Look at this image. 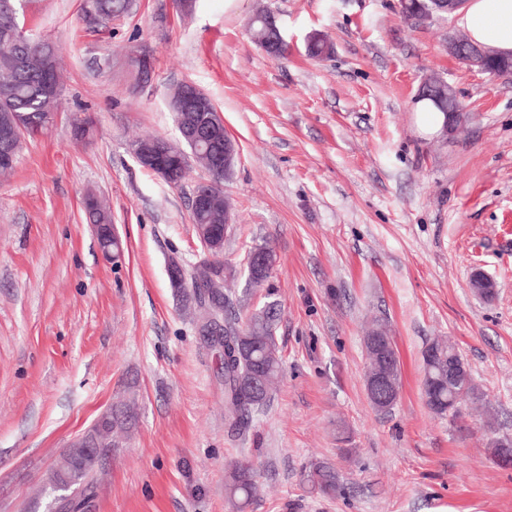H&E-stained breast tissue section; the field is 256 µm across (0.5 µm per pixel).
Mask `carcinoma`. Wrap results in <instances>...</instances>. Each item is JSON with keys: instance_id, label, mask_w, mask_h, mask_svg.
<instances>
[{"instance_id": "carcinoma-1", "label": "carcinoma", "mask_w": 512, "mask_h": 512, "mask_svg": "<svg viewBox=\"0 0 512 512\" xmlns=\"http://www.w3.org/2000/svg\"><path fill=\"white\" fill-rule=\"evenodd\" d=\"M131 0H95V14L101 20L112 21L125 15ZM268 14L259 10L252 15L249 30L254 41L263 45L272 31L267 25ZM20 24L18 12L0 6V125L23 126L22 136L41 133L49 126L46 117L59 111L61 96H49L42 91L43 60L42 47L48 46L54 53L59 49L54 43L27 37L22 45L11 41V33ZM333 46L320 37L308 43V54L314 58L331 55ZM25 56L23 67L7 65L11 55ZM419 100L430 102L438 111L448 107V85L433 84L419 91ZM224 152V126L212 129L207 143L201 145L195 163L207 169L212 162V153ZM234 165L228 164L217 173H210L211 202L207 208L191 210L192 222L198 237H211L224 241L231 233L227 214L232 212L229 198L224 195V180L228 179ZM86 209L90 223L100 227L98 243L107 250L111 240L112 212L95 196L87 198ZM250 251L265 257L266 271L259 275H246V288L241 293L224 288V283L236 276L233 266L224 264V274L211 268L203 260L186 270V285L179 291L187 304L202 312L196 330L207 344L219 346L224 355V424L238 434L250 427L253 414L261 410L271 398V393L282 375V359L275 341L278 319V304L265 303L248 312H243L250 292L263 288L271 277L274 263L273 250L263 241L250 247ZM220 324V330L212 326ZM421 391L427 407L438 416L458 414L448 411V343L433 340L422 351ZM135 405L124 403L112 410V423L98 430L105 447L71 448L48 477L54 489L65 485L67 495L58 499L59 512H82L95 496L97 472L105 450L112 449V433L123 431L133 418ZM254 465L247 461H236L228 466L225 474L224 493L236 512H244L258 490ZM307 481L320 493L334 495L340 489L336 471L328 464H314L307 474Z\"/></svg>"}]
</instances>
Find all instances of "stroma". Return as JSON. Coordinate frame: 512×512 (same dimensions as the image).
<instances>
[{
  "instance_id": "1",
  "label": "stroma",
  "mask_w": 512,
  "mask_h": 512,
  "mask_svg": "<svg viewBox=\"0 0 512 512\" xmlns=\"http://www.w3.org/2000/svg\"><path fill=\"white\" fill-rule=\"evenodd\" d=\"M288 43L268 56L246 27L256 7ZM27 33L60 45L55 124L25 140L0 179V512H54L47 484L72 440L128 397L136 414L98 475L88 512H232L226 464L254 461L246 512H512V76L450 57L454 16L404 20L399 0H133L93 21L85 0H22ZM333 43L308 57L311 34ZM148 52L149 84L133 58ZM466 113L455 135H423L417 93L429 76ZM200 87L238 144L224 190L234 205L224 257L252 241L275 255L283 375L242 436L224 425L223 357L198 336L167 259L205 256L181 187L136 161L132 142L177 141L171 90ZM94 135L73 136L74 114ZM112 208L123 245L107 260L88 196ZM483 273L487 301L470 283ZM386 323L401 367L397 405L367 396L363 336ZM453 343L476 396L439 417L421 393L422 351ZM335 468L327 497L306 480Z\"/></svg>"
}]
</instances>
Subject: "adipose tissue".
<instances>
[{
	"instance_id": "ef3b65f1",
	"label": "adipose tissue",
	"mask_w": 512,
	"mask_h": 512,
	"mask_svg": "<svg viewBox=\"0 0 512 512\" xmlns=\"http://www.w3.org/2000/svg\"><path fill=\"white\" fill-rule=\"evenodd\" d=\"M455 17L472 42L512 54V0H466Z\"/></svg>"
}]
</instances>
